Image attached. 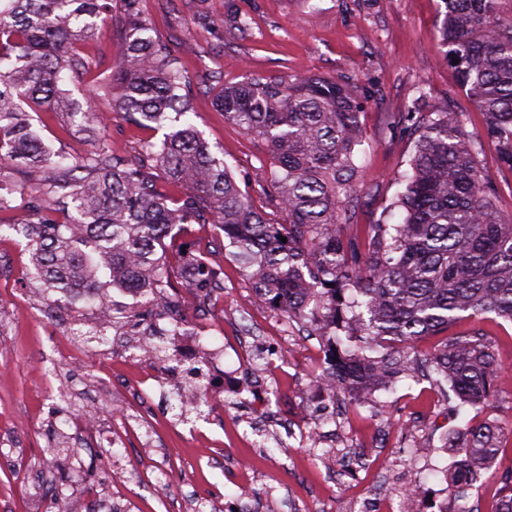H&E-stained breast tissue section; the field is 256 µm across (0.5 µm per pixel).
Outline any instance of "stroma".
<instances>
[{"label":"stroma","mask_w":512,"mask_h":512,"mask_svg":"<svg viewBox=\"0 0 512 512\" xmlns=\"http://www.w3.org/2000/svg\"><path fill=\"white\" fill-rule=\"evenodd\" d=\"M157 40L166 44L191 77L190 99L196 122L210 145L222 148L224 161L240 188L271 223L284 216L259 185L267 173L263 144L225 121L215 104L227 82L246 76H300L320 73L350 81L363 101L360 120L365 142L360 163L365 170L353 217L374 224L390 200L404 189L414 140L399 113L412 107L428 111L446 100L468 115L467 131L482 144V166L498 185L499 210L512 214V173L499 161L496 142L487 136L484 117L457 81L438 27L442 0H139ZM249 26L238 30L235 17ZM125 4L112 0L98 19L91 50L99 59V77H108L120 60ZM35 125L54 149L72 155L93 150L91 129L72 127L65 114L42 112ZM204 256L224 271V300L207 321L211 338H224L227 369L238 366L246 349L244 331L278 335L280 318L271 309H249L251 283L234 249L216 224H185L167 239L164 263L173 289L170 298L186 320L196 304L184 283L187 255ZM24 242L0 236V422L5 444L0 454L17 458L19 470L0 468V512H51L53 499L73 501L89 489L100 494V512H116L112 485L122 481L124 512H233L238 504L236 475L243 463H259L265 482L254 491L253 512H351L358 494H373L382 473L398 479L415 476L428 493L422 512H437L446 486L445 474L464 459L465 451L446 444L448 429L464 431L476 413L461 405L448 383L429 378H401L364 405L339 391L303 396L318 366L302 341L289 344V360L280 388L278 419L266 418L243 395L214 404L208 417L179 420L172 398L156 392L154 417L142 424L134 413L119 416L108 381L120 371L118 353L105 348L96 359L73 365L61 351L70 338L40 305L43 291L33 278ZM482 327L493 343L508 378L489 411L505 431L498 461L512 464V324L491 318L465 317L453 327L465 333ZM296 404L307 421L336 430L332 450L291 438L288 404ZM97 414L101 431L94 447L76 449L78 433L71 419ZM423 427L431 465L420 466L409 446L415 427ZM126 428L131 442L144 445L134 463L112 456L113 433ZM364 457L366 470L345 474L343 461ZM51 471H44L45 461ZM83 470V481L66 475Z\"/></svg>","instance_id":"obj_1"}]
</instances>
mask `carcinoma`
<instances>
[{
  "mask_svg": "<svg viewBox=\"0 0 512 512\" xmlns=\"http://www.w3.org/2000/svg\"><path fill=\"white\" fill-rule=\"evenodd\" d=\"M443 3L441 40L512 173V12L501 0ZM102 8V0H0V210L15 194L26 197L27 218L8 230L31 250L34 279L57 292L56 305L146 287L165 307L170 282L159 248L175 225L195 222L221 226L251 287L282 299L288 320L307 322L312 336H346L338 390L395 378L412 342L466 314L512 322V215L496 205L466 113L441 101L396 118L415 139L405 189L386 207L403 219L369 224L362 236L352 223L364 138L353 87L316 73L224 85V119L266 147L269 179L260 190L286 216L272 224L204 139L190 80L132 7L111 111L166 132L134 162L112 153L109 116L91 105L81 111L66 89L94 66L76 47L92 38ZM56 111L96 125L94 151L73 159L44 141L33 113ZM161 176L189 192L168 205L156 187ZM430 363L472 407L499 391L501 365L480 328L444 337ZM502 436L500 427L466 429L465 464L448 491L476 475L466 465L492 469ZM501 483L495 512H512V466Z\"/></svg>",
  "mask_w": 512,
  "mask_h": 512,
  "instance_id": "1",
  "label": "carcinoma"
}]
</instances>
